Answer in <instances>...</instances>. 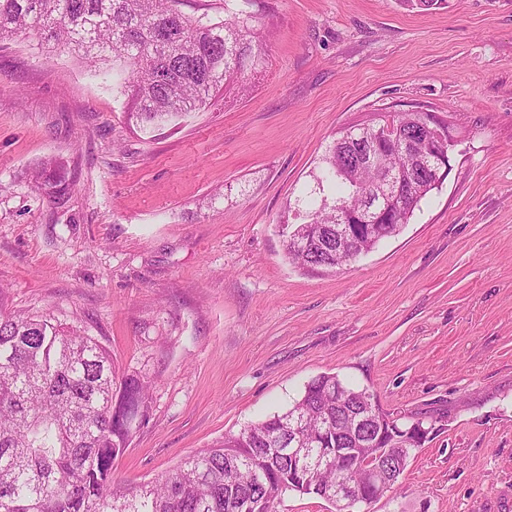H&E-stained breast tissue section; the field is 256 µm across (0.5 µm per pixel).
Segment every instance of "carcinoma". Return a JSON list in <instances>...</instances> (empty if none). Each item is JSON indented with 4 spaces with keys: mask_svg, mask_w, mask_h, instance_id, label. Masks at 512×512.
Returning a JSON list of instances; mask_svg holds the SVG:
<instances>
[{
    "mask_svg": "<svg viewBox=\"0 0 512 512\" xmlns=\"http://www.w3.org/2000/svg\"><path fill=\"white\" fill-rule=\"evenodd\" d=\"M181 0H0V42L37 41L63 47L94 68H112L126 115L142 133L203 112L217 102L249 94L255 75L267 70L266 16L255 0H224V19L185 14ZM423 111L399 116L406 136L424 134ZM343 127L321 158L316 186L297 210L308 225L306 248L282 235L288 260L310 272L334 271L352 261L336 251L341 212H360L365 195L385 187L401 203L390 223L375 225L366 250L399 233L435 187H413L412 172L394 145L375 153L371 165L350 161L348 140L372 143L367 128ZM149 382L115 381L112 358L80 328L46 315H15L0 306V512H237L250 498L262 512H277L289 484L288 423L298 422L304 448L336 447V394L366 402L367 391L320 375L291 407L251 424L224 441L187 457L174 471L133 487H117L114 462L146 416ZM341 479L334 470L310 472L321 487Z\"/></svg>",
    "mask_w": 512,
    "mask_h": 512,
    "instance_id": "obj_1",
    "label": "carcinoma"
}]
</instances>
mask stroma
<instances>
[{
  "label": "stroma",
  "instance_id": "obj_1",
  "mask_svg": "<svg viewBox=\"0 0 512 512\" xmlns=\"http://www.w3.org/2000/svg\"><path fill=\"white\" fill-rule=\"evenodd\" d=\"M255 8L272 34L252 95L150 137L111 77L0 44V300L80 325L118 376L151 382L116 483L333 374L428 431L368 512H512V0ZM411 110L448 123L441 188L348 266L291 264L278 226L336 132Z\"/></svg>",
  "mask_w": 512,
  "mask_h": 512
}]
</instances>
